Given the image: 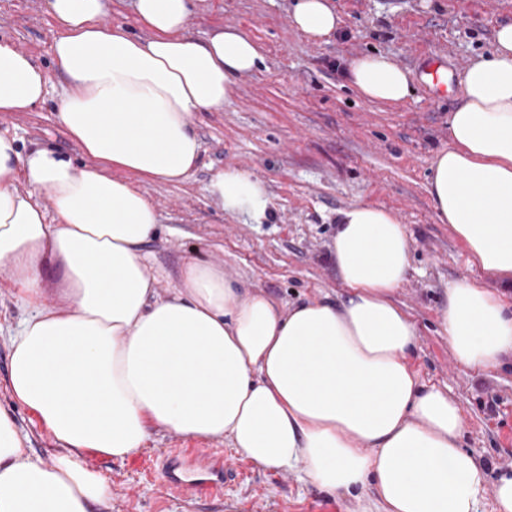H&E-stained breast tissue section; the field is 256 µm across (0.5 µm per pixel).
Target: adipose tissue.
Masks as SVG:
<instances>
[{
	"mask_svg": "<svg viewBox=\"0 0 512 512\" xmlns=\"http://www.w3.org/2000/svg\"><path fill=\"white\" fill-rule=\"evenodd\" d=\"M131 5L147 37L109 23L108 0L46 2L51 62L67 80L58 119L87 164L21 152L0 132V270L27 311L9 337L8 390L61 447L45 463L0 409V512H93L111 487L84 452L122 461L156 429L227 441L264 468L303 467L329 492L370 489L381 512H479L488 495L495 512H512V476L486 484L460 445L457 402L411 360L417 325L394 295L412 243L391 210L342 211L329 253L343 302L284 312L194 259L158 293L146 246L159 214L138 184L190 176L202 154L195 113L222 110L263 55L235 27L194 39L192 0ZM290 21L320 40L339 17L329 0H297ZM346 74L369 101L397 105L411 92L408 72L382 54L350 59ZM460 85L428 191L480 276L449 285L437 316L455 363L489 371L512 357V24ZM47 93L31 55L0 42V112ZM207 190L225 213L266 215V188L243 169L217 171Z\"/></svg>",
	"mask_w": 512,
	"mask_h": 512,
	"instance_id": "ef3b65f1",
	"label": "adipose tissue"
}]
</instances>
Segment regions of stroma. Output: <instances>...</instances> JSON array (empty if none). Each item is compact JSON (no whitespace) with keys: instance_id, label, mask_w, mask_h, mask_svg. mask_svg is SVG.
Masks as SVG:
<instances>
[{"instance_id":"1","label":"stroma","mask_w":512,"mask_h":512,"mask_svg":"<svg viewBox=\"0 0 512 512\" xmlns=\"http://www.w3.org/2000/svg\"><path fill=\"white\" fill-rule=\"evenodd\" d=\"M338 29L309 42L290 25L295 0H194L189 31L205 39L224 27L247 32L264 58L239 76L223 110L196 113L202 163L182 184L140 183L165 227L148 246L162 271L160 293L173 288L185 259L213 262L226 277L273 298L280 308L308 299H344L329 244L338 213L369 202L395 211L412 242L413 271L395 301L415 321L412 361L422 379L448 392L464 421L463 448L480 461L487 483L512 473V361L489 372L457 366L437 320L449 284L472 276L463 247L436 216L428 192L435 153L448 144V115L457 84L476 59L489 55L495 29L512 23V0H331ZM53 37L46 0H0V40L31 54L49 78L43 102L28 112H0V131L85 162L57 120L65 83L48 54ZM385 54L406 68L413 91L393 106L362 99L347 83V60ZM448 64L451 89L436 95L417 59ZM227 165L261 180L270 199L263 223L224 213L209 196L210 177ZM24 311L0 274V409L16 420L26 446L51 461L58 443L7 389L9 341ZM177 448L220 451L240 471L220 501L169 495L157 468ZM86 464L108 478L112 496L97 512H372L359 496L319 489L300 471H276L236 458L227 442L153 431L138 453L116 461L89 451Z\"/></svg>"}]
</instances>
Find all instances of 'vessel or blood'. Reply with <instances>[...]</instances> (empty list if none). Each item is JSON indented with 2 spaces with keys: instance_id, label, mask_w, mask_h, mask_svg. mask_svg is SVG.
<instances>
[{
  "instance_id": "b4317fda",
  "label": "vessel or blood",
  "mask_w": 512,
  "mask_h": 512,
  "mask_svg": "<svg viewBox=\"0 0 512 512\" xmlns=\"http://www.w3.org/2000/svg\"><path fill=\"white\" fill-rule=\"evenodd\" d=\"M160 473L173 495L210 500L222 499L225 485L238 476L237 469L225 462L223 454L195 451L166 456Z\"/></svg>"
}]
</instances>
